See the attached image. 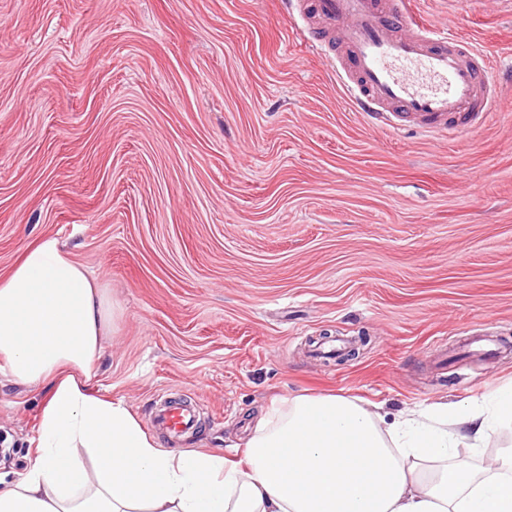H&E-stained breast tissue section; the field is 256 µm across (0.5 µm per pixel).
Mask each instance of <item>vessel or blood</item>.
<instances>
[{"label": "vessel or blood", "instance_id": "b4317fda", "mask_svg": "<svg viewBox=\"0 0 512 512\" xmlns=\"http://www.w3.org/2000/svg\"><path fill=\"white\" fill-rule=\"evenodd\" d=\"M413 0H294L302 17L321 20L311 43L337 60V82L353 107L395 129L457 135L488 118L499 97L496 63L453 25L417 16ZM154 429L186 439L200 428L192 399L165 396L154 405Z\"/></svg>", "mask_w": 512, "mask_h": 512}]
</instances>
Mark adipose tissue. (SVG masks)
<instances>
[{"mask_svg": "<svg viewBox=\"0 0 512 512\" xmlns=\"http://www.w3.org/2000/svg\"><path fill=\"white\" fill-rule=\"evenodd\" d=\"M107 325L104 293L55 238L0 279V369L48 388L35 457L0 512H512L511 447L478 471L448 464L512 426V386L389 424L351 398L299 395L259 422L239 465L160 448L92 391Z\"/></svg>", "mask_w": 512, "mask_h": 512, "instance_id": "adipose-tissue-1", "label": "adipose tissue"}]
</instances>
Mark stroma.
<instances>
[{
  "label": "stroma",
  "instance_id": "1",
  "mask_svg": "<svg viewBox=\"0 0 512 512\" xmlns=\"http://www.w3.org/2000/svg\"><path fill=\"white\" fill-rule=\"evenodd\" d=\"M492 58L512 0H416ZM286 0H0V277L53 237L103 289L96 389L172 451L240 460L283 399L386 421L512 385V82L451 139L345 100ZM352 342L337 359L308 345ZM43 389L0 378V474L34 458ZM175 396L184 397L170 394L155 402L152 425L170 439L192 438L200 428L197 408L191 398L173 399Z\"/></svg>",
  "mask_w": 512,
  "mask_h": 512
}]
</instances>
